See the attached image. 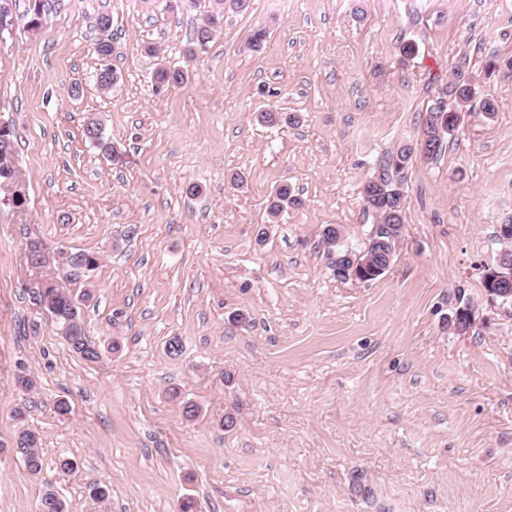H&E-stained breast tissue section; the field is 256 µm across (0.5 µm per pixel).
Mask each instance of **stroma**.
I'll use <instances>...</instances> for the list:
<instances>
[{
    "label": "stroma",
    "mask_w": 512,
    "mask_h": 512,
    "mask_svg": "<svg viewBox=\"0 0 512 512\" xmlns=\"http://www.w3.org/2000/svg\"><path fill=\"white\" fill-rule=\"evenodd\" d=\"M211 7L50 0L40 28L0 40V119L26 188L22 208H0V512H40L49 489L65 512H178L188 499L195 512H512V317L481 280L512 219V0H251L190 55ZM106 63L119 80L103 92ZM163 65L186 81L156 88ZM456 79L495 114L465 113L440 155L406 166L385 273L337 279L324 225L363 248V181L418 139ZM92 118L118 160L85 139ZM284 183L300 203L273 221ZM33 238L100 254L57 280L91 292L85 332L105 350L120 338L119 353L87 363L70 350L27 287ZM462 300L475 315L458 331L446 317ZM20 406L41 437L37 474L13 450ZM62 456L77 471L59 473Z\"/></svg>",
    "instance_id": "35a3bbf8"
}]
</instances>
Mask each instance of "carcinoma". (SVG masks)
<instances>
[{"instance_id":"1","label":"carcinoma","mask_w":512,"mask_h":512,"mask_svg":"<svg viewBox=\"0 0 512 512\" xmlns=\"http://www.w3.org/2000/svg\"><path fill=\"white\" fill-rule=\"evenodd\" d=\"M225 0H216V7L212 8L200 24L196 26L192 34V47L190 53L204 50L210 42L222 34L224 29ZM156 86L165 87L179 85L184 82L186 75L180 68H160L154 75ZM454 100L455 107L446 105L445 99ZM474 103V92L466 81L455 80L448 83V87L439 93L435 104L426 112L424 140L426 150L435 157L441 153L447 137L453 135L460 122V112L471 110ZM413 149L410 146H400L384 161L380 162L373 177L376 183L373 186L374 202L367 205L377 223L397 225L396 235L403 236L404 214L403 210H397L392 214L394 202L403 199L402 172L411 158ZM295 204L297 198L292 195L291 189L284 184L276 189L275 197L268 207L270 218H277L283 203ZM378 243L370 244L365 255L372 256L375 264L381 262L380 251L388 250L390 256H395L398 244L391 241L387 247L380 244L382 240H388L384 233L374 235ZM38 304L44 307L57 320L60 329L64 330V337L70 349L86 362L97 363L103 356L102 349L92 343L86 336L83 313L80 302L65 288L50 281L45 284V292L35 295ZM15 447L20 449V454L28 469L38 473L42 468L41 438L36 432L22 426L19 428ZM41 512H65L64 502L52 491H46L41 498Z\"/></svg>"}]
</instances>
